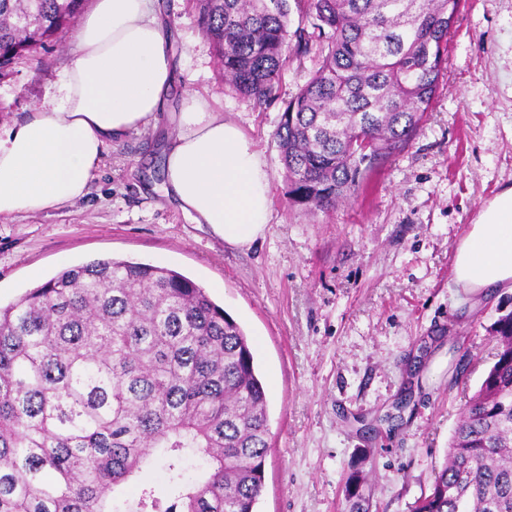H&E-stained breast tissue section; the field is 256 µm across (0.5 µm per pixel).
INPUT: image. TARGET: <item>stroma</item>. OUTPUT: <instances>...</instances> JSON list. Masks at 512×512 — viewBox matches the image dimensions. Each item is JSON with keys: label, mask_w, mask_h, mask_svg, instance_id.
I'll list each match as a JSON object with an SVG mask.
<instances>
[{"label": "stroma", "mask_w": 512, "mask_h": 512, "mask_svg": "<svg viewBox=\"0 0 512 512\" xmlns=\"http://www.w3.org/2000/svg\"><path fill=\"white\" fill-rule=\"evenodd\" d=\"M175 74L166 114L113 139L88 193L0 216V305L95 259L164 266L205 288L252 340L269 388L257 512H412L465 401L493 362L512 291L457 286L453 258L480 205L512 186V0H462L445 75L421 130L330 212L289 205L274 133L317 68L289 59L257 109L224 83L194 0H158ZM70 60L49 45L0 72V133L51 95ZM201 95L265 164L271 218L248 248L194 224L158 191L169 113Z\"/></svg>", "instance_id": "35a3bbf8"}]
</instances>
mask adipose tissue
Listing matches in <instances>:
<instances>
[{
    "mask_svg": "<svg viewBox=\"0 0 512 512\" xmlns=\"http://www.w3.org/2000/svg\"><path fill=\"white\" fill-rule=\"evenodd\" d=\"M49 100L0 135V215L40 214L84 197L109 140L139 130L169 99L172 56L156 0H92ZM166 197L232 247L263 237L271 214L264 163L240 128L201 96L172 117ZM456 283L512 288V187L484 202L456 248Z\"/></svg>",
    "mask_w": 512,
    "mask_h": 512,
    "instance_id": "obj_1",
    "label": "adipose tissue"
}]
</instances>
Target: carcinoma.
Here are the masks:
<instances>
[{
  "label": "carcinoma",
  "instance_id": "obj_1",
  "mask_svg": "<svg viewBox=\"0 0 512 512\" xmlns=\"http://www.w3.org/2000/svg\"><path fill=\"white\" fill-rule=\"evenodd\" d=\"M84 0H0V70L62 40ZM224 80L257 106L290 56L318 68L275 133L288 203L328 212L417 135L444 76L448 0H196ZM366 140L361 148L359 140ZM413 512H512V311ZM268 394L243 328L166 267L108 258L0 308V512H255ZM190 457L207 462L189 480ZM164 463L173 501L143 481ZM139 486L119 510L114 489Z\"/></svg>",
  "mask_w": 512,
  "mask_h": 512
}]
</instances>
